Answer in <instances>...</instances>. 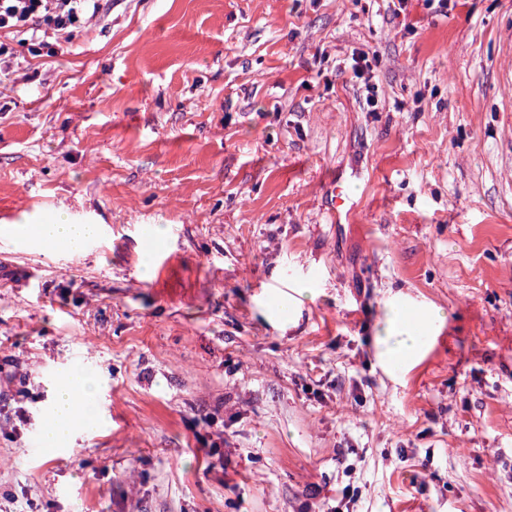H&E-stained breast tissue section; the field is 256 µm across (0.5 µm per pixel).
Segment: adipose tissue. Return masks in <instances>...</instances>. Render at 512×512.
Listing matches in <instances>:
<instances>
[{"label": "adipose tissue", "instance_id": "obj_1", "mask_svg": "<svg viewBox=\"0 0 512 512\" xmlns=\"http://www.w3.org/2000/svg\"><path fill=\"white\" fill-rule=\"evenodd\" d=\"M23 234L42 248H65L76 252L99 233L95 224H75L66 216H59L50 224H31L23 227ZM418 326V325H417ZM416 325L411 324L405 311H391L381 338L386 360L395 369L410 367L422 356L425 337L419 336ZM99 422L96 403V378L85 371H74L54 387L50 413L43 437L54 447L69 443L79 426L91 427Z\"/></svg>", "mask_w": 512, "mask_h": 512}]
</instances>
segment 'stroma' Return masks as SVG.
I'll use <instances>...</instances> for the list:
<instances>
[{"instance_id": "35a3bbf8", "label": "stroma", "mask_w": 512, "mask_h": 512, "mask_svg": "<svg viewBox=\"0 0 512 512\" xmlns=\"http://www.w3.org/2000/svg\"><path fill=\"white\" fill-rule=\"evenodd\" d=\"M0 43V512H512V0H111ZM59 212L99 238H22ZM393 304L443 316L395 375ZM78 366L101 423L41 452Z\"/></svg>"}]
</instances>
